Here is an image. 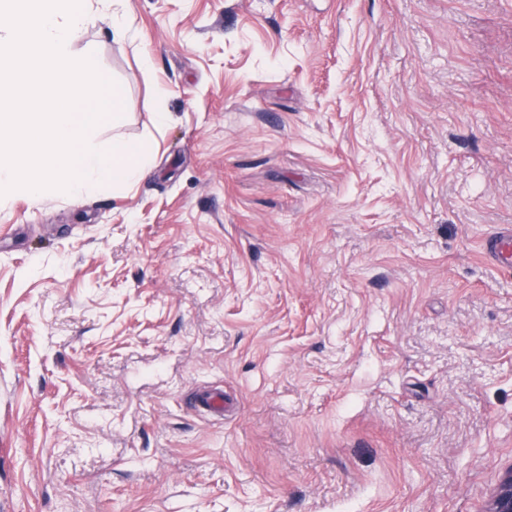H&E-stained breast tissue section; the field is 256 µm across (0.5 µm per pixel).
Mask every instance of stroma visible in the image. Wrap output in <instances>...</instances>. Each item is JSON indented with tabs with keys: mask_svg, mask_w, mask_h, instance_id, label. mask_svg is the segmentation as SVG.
<instances>
[{
	"mask_svg": "<svg viewBox=\"0 0 512 512\" xmlns=\"http://www.w3.org/2000/svg\"><path fill=\"white\" fill-rule=\"evenodd\" d=\"M126 8L75 50L148 173L0 208V512H482L512 463V272L481 258L512 0ZM209 384L224 419L189 406Z\"/></svg>",
	"mask_w": 512,
	"mask_h": 512,
	"instance_id": "obj_1",
	"label": "stroma"
}]
</instances>
